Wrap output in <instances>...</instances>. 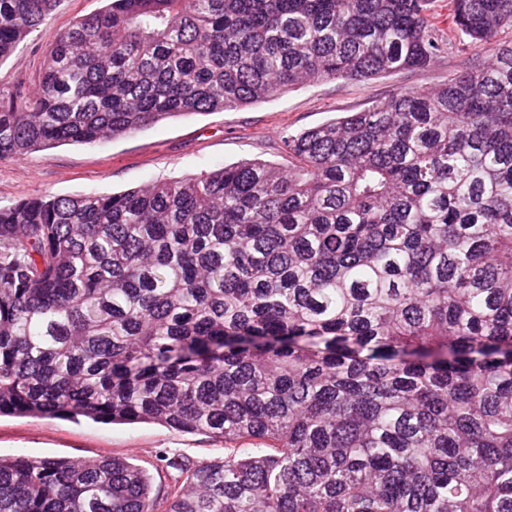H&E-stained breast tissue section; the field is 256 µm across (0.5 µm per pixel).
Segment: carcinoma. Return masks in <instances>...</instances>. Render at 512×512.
Masks as SVG:
<instances>
[{
	"label": "carcinoma",
	"mask_w": 512,
	"mask_h": 512,
	"mask_svg": "<svg viewBox=\"0 0 512 512\" xmlns=\"http://www.w3.org/2000/svg\"><path fill=\"white\" fill-rule=\"evenodd\" d=\"M105 2L0 90V161L454 48L434 0ZM57 4L0 0V59ZM448 20L489 56L285 135L286 168L0 206V415L224 442L157 493L0 456V512H512V0Z\"/></svg>",
	"instance_id": "1"
}]
</instances>
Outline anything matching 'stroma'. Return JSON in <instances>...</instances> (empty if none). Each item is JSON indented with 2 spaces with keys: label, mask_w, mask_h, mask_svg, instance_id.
I'll list each match as a JSON object with an SVG mask.
<instances>
[{
  "label": "stroma",
  "mask_w": 512,
  "mask_h": 512,
  "mask_svg": "<svg viewBox=\"0 0 512 512\" xmlns=\"http://www.w3.org/2000/svg\"><path fill=\"white\" fill-rule=\"evenodd\" d=\"M103 0H60L57 8L0 62V87L35 85L58 33ZM459 58L441 56L430 68L402 70L367 81L327 80L292 88L245 108L169 118L104 144H59L21 159L0 161V205L41 195L112 194L156 180H181L243 159L287 164L283 137L357 112L392 93L447 82ZM31 459L102 455L134 458L150 473L162 456L194 461L223 457V442L158 424H112L86 418L0 416V456Z\"/></svg>",
  "instance_id": "1"
}]
</instances>
